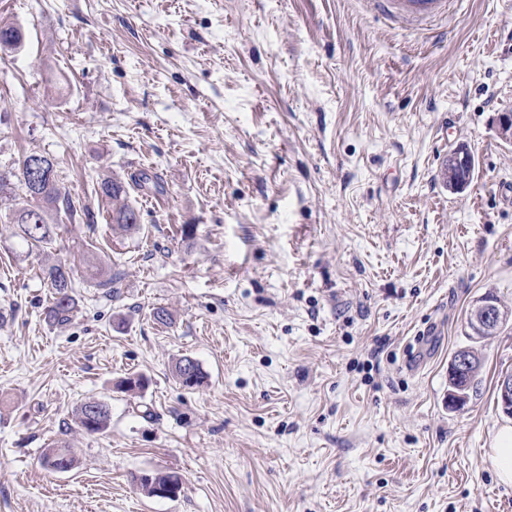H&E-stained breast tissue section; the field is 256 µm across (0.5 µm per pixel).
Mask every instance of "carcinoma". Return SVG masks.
I'll use <instances>...</instances> for the list:
<instances>
[{
	"label": "carcinoma",
	"instance_id": "obj_1",
	"mask_svg": "<svg viewBox=\"0 0 512 512\" xmlns=\"http://www.w3.org/2000/svg\"><path fill=\"white\" fill-rule=\"evenodd\" d=\"M34 156L36 153L30 152L23 157L17 170L0 173V196L9 197L18 190L22 192L27 204L15 210L12 221L17 224L19 236L26 243L32 247L44 248L52 244L58 236L59 225L55 222V215L64 212L73 217L77 214V206L69 189L59 178L51 157L39 155L46 170L50 172L51 179L43 182L32 181L27 164ZM98 193L110 204L112 231L123 234L139 229V216L129 203V192L124 182L115 178H104L98 183ZM42 273L49 288L53 290L49 318L59 325L65 324L70 321L75 308V299L69 293L74 287V271L59 262L44 268ZM174 376L186 388L200 386L205 378L198 362L189 356H183L175 363ZM145 386V377L135 374L122 378L120 383L122 392L131 395L142 391ZM76 415L80 427L89 434L106 432L111 421L109 409L102 402H85L77 408ZM43 463L54 471L66 464L74 465V456L70 448L57 444L44 453ZM152 477L151 482L133 477V481L149 497L154 496L153 485L156 483L181 482V477L172 472H155Z\"/></svg>",
	"mask_w": 512,
	"mask_h": 512
}]
</instances>
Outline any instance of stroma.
Listing matches in <instances>:
<instances>
[{
  "label": "stroma",
  "mask_w": 512,
  "mask_h": 512,
  "mask_svg": "<svg viewBox=\"0 0 512 512\" xmlns=\"http://www.w3.org/2000/svg\"><path fill=\"white\" fill-rule=\"evenodd\" d=\"M0 22L24 34L0 50V170L50 155L90 211L42 250L0 199V512H512L491 460L512 322L466 325L485 294L512 307V0L433 30L364 0H0ZM107 176L138 232L113 234ZM56 259L78 271L64 325ZM115 262L113 293L83 274ZM466 346L483 367L453 409ZM184 356L202 386L175 379ZM92 399L105 433L75 418ZM53 442L71 471L43 466ZM156 471L177 499L133 481ZM42 273L49 288L53 290L49 318L59 325L65 324L70 321L75 308V299L69 293L74 288V271L65 263L59 262L44 268ZM475 367L476 369L472 373L469 381L460 383V374L462 372L467 373L469 369ZM480 367L481 361L479 357L476 359V355L469 349H461L455 353L449 367L448 375L450 378L456 377V379L450 381V378L448 377V383L450 386V389L448 390V405L457 409H461L465 406L467 403V395L464 389L467 386V382H469L470 390L473 388ZM183 363H187V367H183ZM190 369V375L184 378L186 375V369ZM174 376L178 382L186 388H195L200 386L205 378L199 364L193 358L189 356L181 357L174 365ZM93 407H97L99 411H92ZM90 412H93L94 416H91ZM76 415L80 427L89 434H102L106 432L111 421L109 409L102 402H84L77 408ZM151 475L153 477V481H151V482L146 481L143 478H140L141 475L134 476V478H133V481L137 484V486L141 489V491L149 497H155L154 488H153V485L155 483H166L168 481H171V482H175V483L180 482L182 484L181 477L172 472H155V473H151ZM181 490H182L181 485H176L173 483H166L162 486H157V489L155 490V492L157 495H159L163 498H174L181 494L180 493Z\"/></svg>",
  "instance_id": "35a3bbf8"
}]
</instances>
